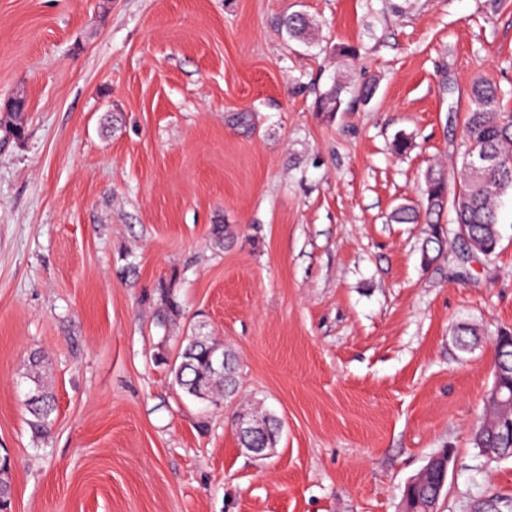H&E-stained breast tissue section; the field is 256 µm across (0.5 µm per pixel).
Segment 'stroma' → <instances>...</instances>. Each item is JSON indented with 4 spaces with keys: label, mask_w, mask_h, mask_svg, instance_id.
I'll use <instances>...</instances> for the list:
<instances>
[{
    "label": "stroma",
    "mask_w": 512,
    "mask_h": 512,
    "mask_svg": "<svg viewBox=\"0 0 512 512\" xmlns=\"http://www.w3.org/2000/svg\"><path fill=\"white\" fill-rule=\"evenodd\" d=\"M480 74L512 112V0H0V103L26 102L0 147L12 512H399L444 447L439 512L512 494V458L472 444L512 329V190L490 257L451 241L425 263L427 225L390 221L456 161ZM337 81L348 111H318ZM199 324L236 358L219 406L167 362ZM245 403L281 422L267 458L239 443ZM38 359L32 360L33 375L29 378L34 386L29 389V395H26L24 406L30 415L28 423L36 431L43 432L51 424V415L55 411V401L50 395L40 379L38 370Z\"/></svg>",
    "instance_id": "stroma-1"
}]
</instances>
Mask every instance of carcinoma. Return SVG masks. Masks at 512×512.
I'll return each instance as SVG.
<instances>
[{
	"instance_id": "carcinoma-1",
	"label": "carcinoma",
	"mask_w": 512,
	"mask_h": 512,
	"mask_svg": "<svg viewBox=\"0 0 512 512\" xmlns=\"http://www.w3.org/2000/svg\"><path fill=\"white\" fill-rule=\"evenodd\" d=\"M292 39L304 37L309 29L308 20L297 14L286 16L282 22ZM343 88L337 82L320 95V109L323 112H346L348 105L341 97ZM501 90L491 78L477 77L469 90L470 107L465 112L461 133V169L449 176L447 169H430L425 176L423 208L399 206L394 210L393 220L399 224L423 222L430 226V236L422 246V255L427 263L435 259L433 253H441L448 239L457 238V225H468L469 236L498 249L497 197L507 189H512V113L501 110L499 105ZM24 105L15 102L11 111L0 114V132L10 133L18 140L24 134ZM478 155L485 159L483 169L472 168L469 158ZM451 210L454 217L446 224L439 223V215ZM495 365L499 374L493 375L502 386V391L512 398V342L495 341ZM224 355L225 366L215 371L209 355ZM34 386L29 389L24 406L30 415L28 423L36 431L43 432L51 424L55 411V401L40 379L38 359L32 360ZM175 384L186 394L202 390L208 395L222 400L232 395L236 388L233 376L232 358L224 350V345L216 341L209 332L186 336L179 347L177 358L171 366ZM250 420L265 426L260 446L278 440L279 421L272 415H258L246 412ZM498 418V410L488 408V416L475 430L478 440L474 446L485 448H507L509 440L501 436V431L488 426V422ZM11 470L0 472V512H11Z\"/></svg>"
}]
</instances>
